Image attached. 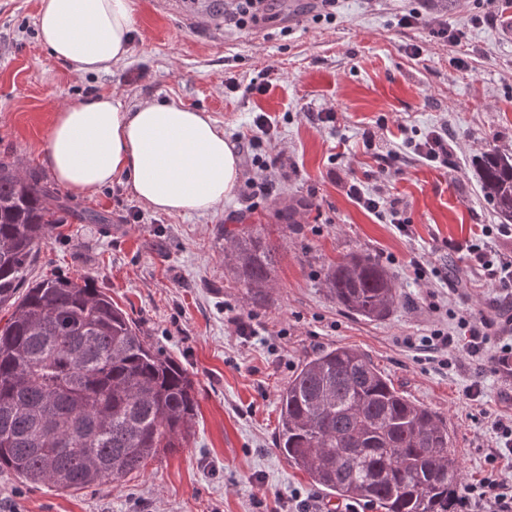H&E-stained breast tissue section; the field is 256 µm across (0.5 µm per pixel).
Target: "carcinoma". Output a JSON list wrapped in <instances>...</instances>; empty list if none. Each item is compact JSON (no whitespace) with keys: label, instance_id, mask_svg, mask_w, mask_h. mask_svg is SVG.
Listing matches in <instances>:
<instances>
[{"label":"carcinoma","instance_id":"obj_1","mask_svg":"<svg viewBox=\"0 0 512 512\" xmlns=\"http://www.w3.org/2000/svg\"><path fill=\"white\" fill-rule=\"evenodd\" d=\"M483 197L512 221V152L491 148ZM68 210L53 190L0 158V469L60 491L110 485L148 459L185 447L197 408L187 369L156 351L136 321L88 278L28 281ZM257 303L275 247L248 225L224 256ZM347 311L381 320L401 291L371 255L351 253L325 275ZM276 446L289 464L338 498L384 512H457L462 479L448 425L406 398L364 353L320 349L279 393Z\"/></svg>","mask_w":512,"mask_h":512}]
</instances>
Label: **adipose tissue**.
<instances>
[{
	"label": "adipose tissue",
	"instance_id": "obj_1",
	"mask_svg": "<svg viewBox=\"0 0 512 512\" xmlns=\"http://www.w3.org/2000/svg\"><path fill=\"white\" fill-rule=\"evenodd\" d=\"M133 25V0H40L41 44L79 76L123 60ZM44 160L74 196L123 179L166 214L214 209L239 181L234 146L206 112L151 101L126 109L105 94L57 108Z\"/></svg>",
	"mask_w": 512,
	"mask_h": 512
}]
</instances>
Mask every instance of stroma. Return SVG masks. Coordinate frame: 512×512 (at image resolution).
<instances>
[{
  "instance_id": "stroma-1",
  "label": "stroma",
  "mask_w": 512,
  "mask_h": 512,
  "mask_svg": "<svg viewBox=\"0 0 512 512\" xmlns=\"http://www.w3.org/2000/svg\"><path fill=\"white\" fill-rule=\"evenodd\" d=\"M127 57L109 70L76 76L38 39L40 0H0V157L38 175L71 209L107 216L104 224L68 219L43 247L31 278L89 277L139 323L144 335L195 380L197 414L184 448L148 461L109 488L60 492L0 470V512H332L339 498L313 485L276 447L278 395L316 350L366 353L411 401L448 423L464 482L480 479L495 451L492 423L512 413V381L485 372V358L462 352L441 364L422 346L450 329L459 309L495 314L512 292L482 281L455 244L473 239L512 261V234L483 200L475 158L489 146L512 151V24L504 0H336L333 20L313 22L316 0H272L265 23L224 27L209 0H134ZM419 8V25L401 14ZM466 31L453 47L431 35L438 24ZM423 48L412 56L410 45ZM468 68H459V57ZM265 83L264 93L251 92ZM135 107L174 100L208 112L237 146L234 194L208 212L161 214L126 182L90 197L63 189L44 161L55 106L98 94ZM330 112L321 123L317 113ZM272 121L258 129V114ZM448 132V163L430 165L407 145ZM259 141L283 153L285 170L252 166ZM267 181L270 195H253ZM385 189L408 221L360 208L350 182ZM296 222L283 227L285 205ZM138 223H127L130 212ZM241 224L260 226L276 248L268 298L252 304L224 264ZM375 256L402 300L385 319L348 313L325 284L329 263ZM249 315L241 336L231 316ZM481 379L482 392L468 388Z\"/></svg>"
}]
</instances>
